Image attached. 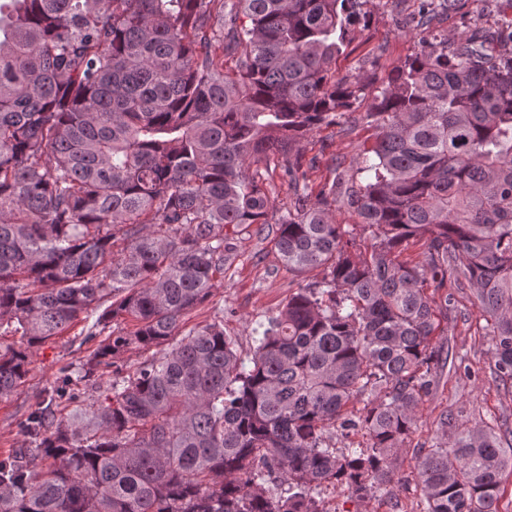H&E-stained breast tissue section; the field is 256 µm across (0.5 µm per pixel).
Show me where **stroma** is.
<instances>
[{
  "mask_svg": "<svg viewBox=\"0 0 512 512\" xmlns=\"http://www.w3.org/2000/svg\"><path fill=\"white\" fill-rule=\"evenodd\" d=\"M419 0H362L360 23L350 34L348 48L336 60V72L357 86V93L339 124L310 133L302 143L306 160L312 161L309 179L320 186L334 176L332 162L354 170L371 132L358 123L387 74L419 52L424 39L468 32L476 28L496 29L512 19V10L497 0H462L458 9L439 14L429 29L417 28ZM230 261L212 296L183 318V329L224 319V333L237 343L242 356L253 349L251 330L256 320L274 315L298 284L318 280L321 270L294 276L285 269L268 234L254 228L235 233ZM448 329L433 344L446 362L437 370L432 391L422 407L418 428L411 436L401 467L403 476L412 472V458L430 447L441 414H454L467 425L507 423L512 425V393L495 380V357L487 332V317L475 303L472 287L448 285ZM93 318L82 317L61 336L39 347L30 358L24 386L0 401V457L19 447L23 437L18 423L35 404L46 383L59 377L63 367L85 361L94 349L87 333Z\"/></svg>",
  "mask_w": 512,
  "mask_h": 512,
  "instance_id": "1",
  "label": "stroma"
}]
</instances>
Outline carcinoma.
Listing matches in <instances>:
<instances>
[{"label": "carcinoma", "mask_w": 512, "mask_h": 512, "mask_svg": "<svg viewBox=\"0 0 512 512\" xmlns=\"http://www.w3.org/2000/svg\"><path fill=\"white\" fill-rule=\"evenodd\" d=\"M359 5L0 0V337H21L0 342V399L101 300L112 336L23 421L0 512H323L326 483L366 506L399 482L450 275L512 385V22L392 71L355 172L315 191L300 143L354 98L332 65ZM253 224L289 273L323 277L256 322L246 361L224 320L181 321L224 276V229ZM417 243L423 259H401ZM130 349L154 353L99 383ZM333 430L367 444L337 449ZM509 435L442 415L414 457L423 512H498Z\"/></svg>", "instance_id": "1"}]
</instances>
